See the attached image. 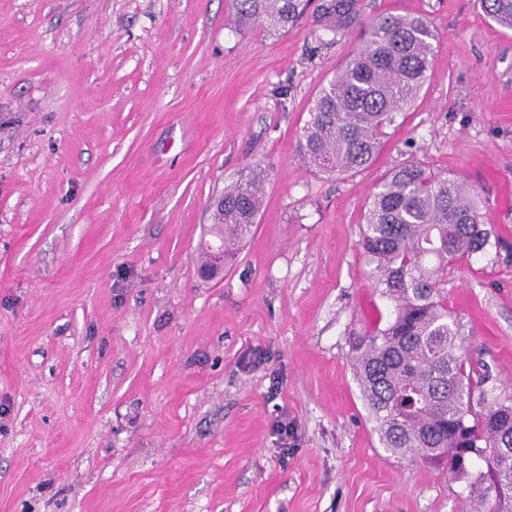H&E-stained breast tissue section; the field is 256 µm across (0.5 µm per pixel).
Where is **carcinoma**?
<instances>
[{"label": "carcinoma", "mask_w": 512, "mask_h": 512, "mask_svg": "<svg viewBox=\"0 0 512 512\" xmlns=\"http://www.w3.org/2000/svg\"><path fill=\"white\" fill-rule=\"evenodd\" d=\"M311 3L233 0V23L285 32ZM479 3L512 30V0ZM312 18L335 34L361 29V45L313 99L297 151L324 173H355L374 161L386 128L417 99L437 32L421 17L367 20L363 0H319ZM264 195L258 167L224 188L213 225L224 231V258L251 233ZM491 236L477 194L455 177L412 162L378 183L361 244L390 313L384 328L355 341L354 376L383 448L467 481L471 512H512V403L474 408V391L486 378L475 381L466 371L443 292L448 269L485 252Z\"/></svg>", "instance_id": "obj_1"}]
</instances>
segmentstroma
<instances>
[{"mask_svg": "<svg viewBox=\"0 0 512 512\" xmlns=\"http://www.w3.org/2000/svg\"><path fill=\"white\" fill-rule=\"evenodd\" d=\"M364 11L427 17L438 47L374 163L336 177L297 140L358 32L240 31L232 0H0V512H467L465 481L368 418L353 339L389 305L360 240L392 169L476 190L491 245L444 288L467 368L512 402V31L477 0ZM250 166L252 234L201 278Z\"/></svg>", "mask_w": 512, "mask_h": 512, "instance_id": "1", "label": "stroma"}]
</instances>
